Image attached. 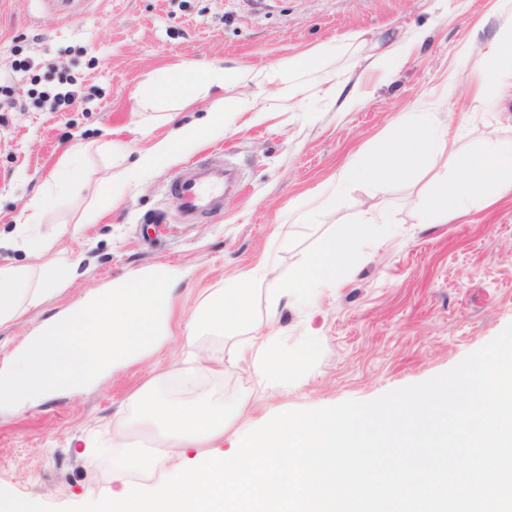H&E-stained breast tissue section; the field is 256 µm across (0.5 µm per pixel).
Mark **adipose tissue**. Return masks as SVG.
I'll list each match as a JSON object with an SVG mask.
<instances>
[{"mask_svg":"<svg viewBox=\"0 0 512 512\" xmlns=\"http://www.w3.org/2000/svg\"><path fill=\"white\" fill-rule=\"evenodd\" d=\"M342 43H323L288 60L257 70L242 66L231 71L208 70L200 80L201 89L221 83L254 85L260 92L224 101L209 116L206 124H190L174 130L153 143L134 169L109 188L118 197L152 176L176 157L190 153L208 134L223 132L228 123L246 112L266 111L269 100L287 96L291 77L312 72L334 63L344 55ZM477 64L482 75L481 96L495 102L512 78V0H504L498 30L493 40L480 51ZM394 134L379 137L366 151L357 154L336 175V191L357 183L399 180L414 174L443 147L449 132L439 110L419 107L396 114L392 119ZM84 176L80 151H73L58 168L43 197L34 199L22 211L11 239L14 248L24 251L31 261L20 265H0V326L25 315L32 307L53 298L72 280V264L53 250L55 242L40 234L39 227L48 215V199L64 197ZM512 194V139L484 143L461 161L456 173L440 176L418 219L423 224H444L448 219L475 213ZM385 210L369 213L354 224L340 225L335 233L323 238L317 249L306 256L286 286L269 291L266 317L275 320L282 297L311 301L317 289L335 284L349 263L359 242L375 238L380 226L388 224ZM268 268H257L242 278L225 281L222 288L208 294L195 313L194 327L188 330V361L192 371L211 372L224 362L252 360L259 380L284 382L291 364L280 353L270 334L260 331L252 311L254 287L269 276ZM235 337L227 352L193 353L196 327Z\"/></svg>","mask_w":512,"mask_h":512,"instance_id":"obj_1","label":"adipose tissue"}]
</instances>
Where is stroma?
<instances>
[{
	"mask_svg": "<svg viewBox=\"0 0 512 512\" xmlns=\"http://www.w3.org/2000/svg\"><path fill=\"white\" fill-rule=\"evenodd\" d=\"M0 0V237L42 196L71 149H83L85 180L51 205L41 232L60 241L76 268L55 299L0 328V362L42 318L93 288L165 264L184 270L173 292L171 340L97 388L0 413V488L54 507L96 500L112 486V437L130 418V396L156 381L175 398L205 394L246 400L233 433L283 409L369 401L457 365L512 324V195L471 216L421 224L417 214L436 175L481 143L512 137V97L486 105L477 66L498 27L495 0ZM425 30L408 66L385 78L370 63L408 31ZM339 41L337 63L363 103L343 112L328 98L329 70L304 74L299 95L275 101L259 119L235 121L168 163L137 188L100 204V184L118 180L174 125L195 123L234 86L159 100L143 108L139 89L159 70L264 69L316 45ZM76 92L74 103L63 96ZM448 102L455 137L415 176L355 184L311 224L295 207L315 205L337 171L392 130L396 113ZM210 159L234 163L238 192L220 212L185 224L170 193L182 170ZM385 208V238L360 247L336 285L312 303L282 300L271 328L278 350L300 364L287 387L260 385L250 363L179 383L181 338L199 301L262 263L288 281L319 241L369 210Z\"/></svg>",
	"mask_w": 512,
	"mask_h": 512,
	"instance_id": "stroma-1",
	"label": "stroma"
}]
</instances>
